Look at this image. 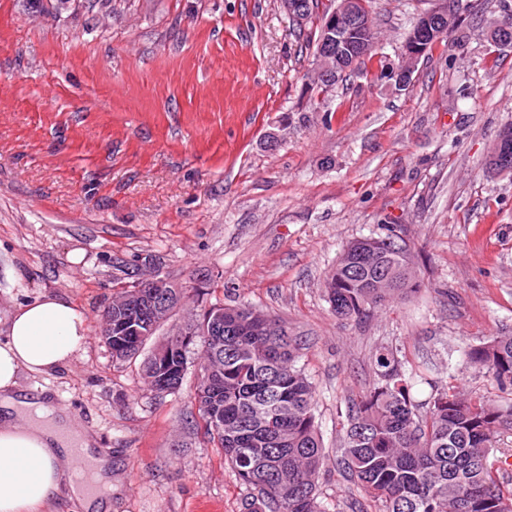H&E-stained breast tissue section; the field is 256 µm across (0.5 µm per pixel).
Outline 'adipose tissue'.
I'll use <instances>...</instances> for the list:
<instances>
[{"label": "adipose tissue", "mask_w": 512, "mask_h": 512, "mask_svg": "<svg viewBox=\"0 0 512 512\" xmlns=\"http://www.w3.org/2000/svg\"><path fill=\"white\" fill-rule=\"evenodd\" d=\"M90 334L87 317L63 298L43 295L8 317L0 341V512H46L66 497L76 512H109L112 459L93 435L73 428L65 410L21 394V372L49 374L72 362ZM90 466L92 489L75 478L74 449Z\"/></svg>", "instance_id": "ef3b65f1"}]
</instances>
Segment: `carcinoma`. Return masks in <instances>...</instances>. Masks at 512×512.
Wrapping results in <instances>:
<instances>
[{
    "instance_id": "cac0c4a2",
    "label": "carcinoma",
    "mask_w": 512,
    "mask_h": 512,
    "mask_svg": "<svg viewBox=\"0 0 512 512\" xmlns=\"http://www.w3.org/2000/svg\"><path fill=\"white\" fill-rule=\"evenodd\" d=\"M304 28L293 26L300 47L312 50L309 91L328 96L340 74H322L320 5L303 0ZM454 19L439 42L457 34L471 0H458ZM406 243L396 234L348 243L327 275L326 294L336 317L361 321L396 300L417 294ZM112 307L136 321L150 320L136 295ZM224 330L201 336L190 322L144 360L151 389L182 383L193 356L212 369L196 387L200 426L243 484L257 491L244 512H330L319 499L318 476L325 453L316 423V388L298 366L301 344L280 320L244 304L222 305ZM117 364L141 348L112 331L101 336ZM466 364L512 394V334L490 336L466 353ZM375 382L347 403L340 462L356 485L379 504V512H512V482L503 467L512 454L496 447L512 434V399L501 401L455 384L433 390L418 403L412 389L421 372L407 368L398 351L383 349L374 360Z\"/></svg>"
}]
</instances>
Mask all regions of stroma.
Wrapping results in <instances>:
<instances>
[{"label": "stroma", "instance_id": "1", "mask_svg": "<svg viewBox=\"0 0 512 512\" xmlns=\"http://www.w3.org/2000/svg\"><path fill=\"white\" fill-rule=\"evenodd\" d=\"M466 38L421 58L409 86L354 72L313 107L280 0H0V339L20 305L69 299L91 332L70 365L27 372L112 455L111 512H241L251 491L197 431V373L159 395L100 340L117 260L287 323L304 344L327 452L321 498L378 512L343 471L349 400L393 347L432 386L497 396L465 352L512 333V174L485 162L512 124V47L473 0ZM430 0H373L391 64ZM276 144H269V136ZM395 233L422 283L341 321L325 280L344 246Z\"/></svg>", "mask_w": 512, "mask_h": 512}]
</instances>
